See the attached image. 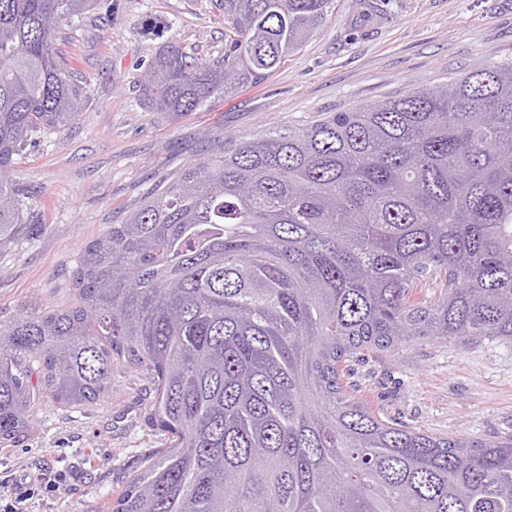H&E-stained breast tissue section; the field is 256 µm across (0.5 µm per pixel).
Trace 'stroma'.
Returning a JSON list of instances; mask_svg holds the SVG:
<instances>
[{
    "mask_svg": "<svg viewBox=\"0 0 512 512\" xmlns=\"http://www.w3.org/2000/svg\"><path fill=\"white\" fill-rule=\"evenodd\" d=\"M220 0H96L61 23L56 60L88 96L40 129L10 177L29 229L0 249V320L74 300L80 249L157 184L224 140L312 123L512 59V0H334L303 49L261 84L184 115L156 112L139 82L167 45L224 55ZM347 382L382 418L440 437L512 434V345L422 340L352 362ZM151 384L118 365L101 401H45L0 450V502L17 512H108L150 449Z\"/></svg>",
    "mask_w": 512,
    "mask_h": 512,
    "instance_id": "stroma-1",
    "label": "stroma"
}]
</instances>
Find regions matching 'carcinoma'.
<instances>
[{
  "label": "carcinoma",
  "mask_w": 512,
  "mask_h": 512,
  "mask_svg": "<svg viewBox=\"0 0 512 512\" xmlns=\"http://www.w3.org/2000/svg\"><path fill=\"white\" fill-rule=\"evenodd\" d=\"M92 2L0 0V247L27 231L14 157L81 110L54 45ZM332 3L222 0L224 59L165 47L143 102L178 115L261 83ZM71 279L77 305L0 320V447L41 394L96 403L114 362L142 372L169 445L111 512H512V435L434 436L343 384L402 342L512 343V61L226 141L89 241Z\"/></svg>",
  "instance_id": "1"
}]
</instances>
